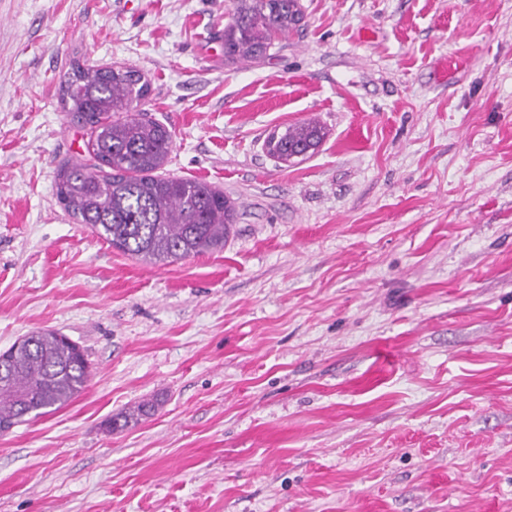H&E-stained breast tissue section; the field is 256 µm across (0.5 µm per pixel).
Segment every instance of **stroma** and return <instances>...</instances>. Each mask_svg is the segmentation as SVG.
I'll return each instance as SVG.
<instances>
[{"instance_id":"obj_1","label":"stroma","mask_w":512,"mask_h":512,"mask_svg":"<svg viewBox=\"0 0 512 512\" xmlns=\"http://www.w3.org/2000/svg\"><path fill=\"white\" fill-rule=\"evenodd\" d=\"M300 4L228 66L233 0H0V350L90 365L0 433V512H512V0ZM78 60L145 74L166 174L238 206L223 251L150 266L64 212ZM325 136V128L318 121L310 119L303 123L286 125L280 132H274L267 138L265 147L270 156L288 165L292 163L288 158L293 155L304 158L309 153H314Z\"/></svg>"}]
</instances>
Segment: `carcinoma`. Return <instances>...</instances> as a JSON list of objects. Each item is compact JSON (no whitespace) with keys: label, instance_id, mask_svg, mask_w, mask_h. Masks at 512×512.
<instances>
[{"label":"carcinoma","instance_id":"1","mask_svg":"<svg viewBox=\"0 0 512 512\" xmlns=\"http://www.w3.org/2000/svg\"><path fill=\"white\" fill-rule=\"evenodd\" d=\"M303 20L299 0H235L224 28V63L265 58ZM150 84L126 66L77 63L61 88L69 122L88 131V158L56 166L54 194L76 223L126 255L168 265L224 249L236 203L216 185L163 173L173 147L167 127L144 109ZM310 119L271 134L270 156L288 164L325 139ZM0 369V424L14 426L69 404L90 375L84 350L54 331H37Z\"/></svg>","mask_w":512,"mask_h":512}]
</instances>
